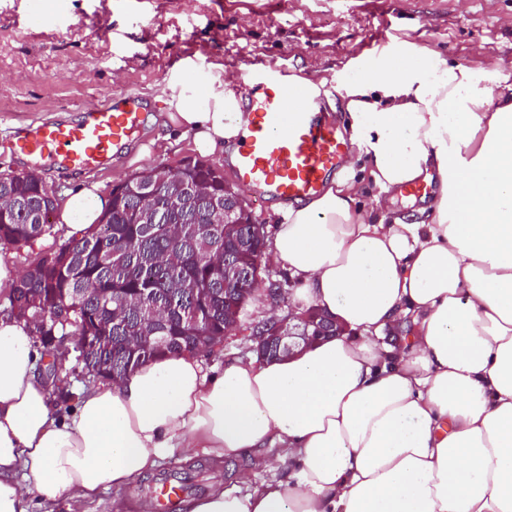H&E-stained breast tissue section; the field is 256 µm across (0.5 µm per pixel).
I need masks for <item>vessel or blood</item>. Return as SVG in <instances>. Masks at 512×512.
Returning <instances> with one entry per match:
<instances>
[{"label":"vessel or blood","mask_w":512,"mask_h":512,"mask_svg":"<svg viewBox=\"0 0 512 512\" xmlns=\"http://www.w3.org/2000/svg\"><path fill=\"white\" fill-rule=\"evenodd\" d=\"M145 99L113 92L103 104L83 109L72 123H45L17 132L21 154L58 158L76 171L111 159L124 139L144 121ZM249 133L236 157L243 185L257 187L283 201L304 200L318 193L335 173L345 152L337 128L315 107L300 105L285 76L272 75L248 105Z\"/></svg>","instance_id":"obj_1"}]
</instances>
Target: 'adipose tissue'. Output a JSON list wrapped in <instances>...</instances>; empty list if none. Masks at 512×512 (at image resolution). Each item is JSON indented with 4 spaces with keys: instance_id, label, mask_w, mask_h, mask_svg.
Returning <instances> with one entry per match:
<instances>
[{
    "instance_id": "adipose-tissue-1",
    "label": "adipose tissue",
    "mask_w": 512,
    "mask_h": 512,
    "mask_svg": "<svg viewBox=\"0 0 512 512\" xmlns=\"http://www.w3.org/2000/svg\"><path fill=\"white\" fill-rule=\"evenodd\" d=\"M166 101L205 154L238 149L243 96L221 77ZM354 157L312 198L281 206L267 254L341 336L223 370L164 356L55 414L28 325L0 316V512L92 502L175 452L244 455L235 489L186 512H512V81L480 59L405 46L339 89ZM424 183L412 213L359 205ZM107 204L66 200L69 234ZM255 470L280 479L251 487Z\"/></svg>"
}]
</instances>
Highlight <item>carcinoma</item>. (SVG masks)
I'll use <instances>...</instances> for the list:
<instances>
[{"mask_svg": "<svg viewBox=\"0 0 512 512\" xmlns=\"http://www.w3.org/2000/svg\"><path fill=\"white\" fill-rule=\"evenodd\" d=\"M213 178L214 196H224V180L213 177L211 167L201 160L180 172L184 183L200 177ZM143 181L135 180L120 192H111L110 207L99 223L79 238L70 237L57 248L37 254L7 290L0 315L14 310L29 294L43 297V330L29 323L32 333L47 358L69 357L95 382L104 364L96 340L112 344V382L130 372L125 353L128 336L162 308L165 312L163 335L167 342L140 348L144 362L162 355L213 353L211 336L224 335L227 307L246 297L256 296L255 273L263 263L261 242L252 237V225L224 236L222 224H198L206 214L202 204L186 211H171L164 224H140L136 210L143 200ZM45 190L20 177L0 173V196L9 201L0 209V245L33 248L45 236L57 234L51 224L52 209L46 204ZM211 248H221L241 271L243 278L224 287V275L213 271L206 257ZM77 288H97L71 309L65 319L57 318L62 304L70 303ZM89 336L92 342L78 345L76 335Z\"/></svg>", "mask_w": 512, "mask_h": 512, "instance_id": "cac0c4a2", "label": "carcinoma"}]
</instances>
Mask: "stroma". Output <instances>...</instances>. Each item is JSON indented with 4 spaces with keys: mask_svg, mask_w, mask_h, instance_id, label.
I'll return each instance as SVG.
<instances>
[{
    "mask_svg": "<svg viewBox=\"0 0 512 512\" xmlns=\"http://www.w3.org/2000/svg\"><path fill=\"white\" fill-rule=\"evenodd\" d=\"M400 44L457 63L481 52L512 79V0H0V172L35 168L61 192L94 183L106 197L132 174L197 157L190 137L157 118L158 100L175 91L171 76L188 61L200 87L259 61L310 78L336 101L322 106L323 117L345 130L337 82ZM118 88L153 104L150 121L111 162L77 172L14 149L12 127L76 121ZM248 466L244 456L220 466L202 454L177 456L138 478L135 491L103 493L79 512H144L151 481L170 474L188 479L199 498L214 485H237Z\"/></svg>",
    "mask_w": 512,
    "mask_h": 512,
    "instance_id": "1",
    "label": "stroma"
}]
</instances>
